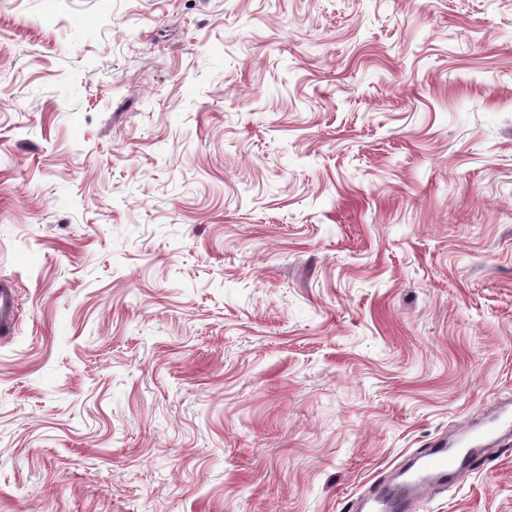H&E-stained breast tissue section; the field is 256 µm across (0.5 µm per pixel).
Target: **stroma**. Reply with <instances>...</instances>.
Returning <instances> with one entry per match:
<instances>
[{
  "label": "stroma",
  "instance_id": "1",
  "mask_svg": "<svg viewBox=\"0 0 512 512\" xmlns=\"http://www.w3.org/2000/svg\"><path fill=\"white\" fill-rule=\"evenodd\" d=\"M1 277L0 512H349L512 403V0H0ZM14 285L0 280V334L10 336L17 325V300Z\"/></svg>",
  "mask_w": 512,
  "mask_h": 512
}]
</instances>
